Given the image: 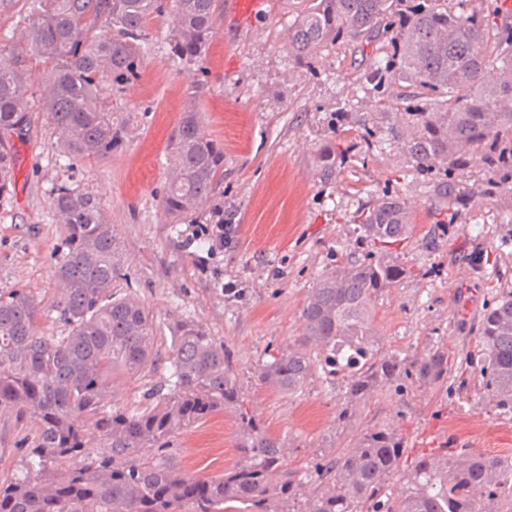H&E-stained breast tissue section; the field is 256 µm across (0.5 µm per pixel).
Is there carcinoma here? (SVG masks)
Masks as SVG:
<instances>
[{
  "label": "carcinoma",
  "instance_id": "obj_1",
  "mask_svg": "<svg viewBox=\"0 0 512 512\" xmlns=\"http://www.w3.org/2000/svg\"><path fill=\"white\" fill-rule=\"evenodd\" d=\"M474 0H302L288 25L293 61L315 70L321 49L344 42L368 51L355 93L373 112L336 113V136L322 144L315 168L328 182L350 156L354 137L369 152L400 149L429 185L436 223L452 224L475 199L512 223V13ZM171 16L169 53L180 63L202 59L216 30L214 0H31L19 16L25 47L0 62V132L30 126L27 63L46 68L43 109L60 152L74 167L111 154L124 127L103 105L104 94L139 76L147 21ZM401 101L386 111L389 97ZM162 199L174 217L200 209L224 180V146L204 133L198 112L185 111L172 140ZM481 167L469 184L464 171ZM14 182L11 152L0 146V200ZM51 208L66 226L67 252L56 277L64 297L57 319L64 336L41 334V312L27 294L0 292V409H33L40 423L25 449L26 472L0 476V512H512V455L444 448L415 462L396 493L390 479L404 454L402 438L366 430L354 447L317 464L314 488L288 469L282 445L243 407L229 350L200 323L177 324L165 383L138 410L114 404L117 375L154 367L157 329L145 305L113 292L127 256L89 187L58 184ZM414 221L408 200L377 195L357 229L372 250L325 270L302 308L303 336L271 355L258 382L297 392L316 365L354 357L342 379L348 401L337 419L401 379L445 386L455 355L440 346L419 357L378 348L374 301L409 273L398 245ZM479 373L490 405L512 408V292L485 304L477 326ZM236 412L238 460L200 477L184 471L175 434L211 416ZM104 443L106 455L91 444Z\"/></svg>",
  "mask_w": 512,
  "mask_h": 512
}]
</instances>
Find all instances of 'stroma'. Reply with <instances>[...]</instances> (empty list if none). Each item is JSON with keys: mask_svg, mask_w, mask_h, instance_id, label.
<instances>
[{"mask_svg": "<svg viewBox=\"0 0 512 512\" xmlns=\"http://www.w3.org/2000/svg\"><path fill=\"white\" fill-rule=\"evenodd\" d=\"M227 2L215 0L216 33L192 66L171 58L167 20L149 22L139 78L108 99L115 122L128 131L124 144L75 171L58 155L57 134L37 101L43 67L31 63V126L25 136L0 137L15 162L10 198L0 206V290L29 295L44 313L46 335H65L55 313L64 293L55 267L67 232L50 195L72 178L89 185L118 226L128 268L114 290L151 311L156 350L168 355L178 322L205 325L230 350L244 405L280 440L289 469L310 475L321 458L352 447L372 427L392 429L404 440L400 470L390 480L397 490L419 457L446 446L512 455V412L499 413L488 403L475 331L486 302L512 291V224L501 223L491 206L475 205L430 243L429 188L395 150L351 159L323 182L314 157L333 137L336 110L355 89L364 57L349 43L323 50L316 71L293 67L285 33L300 0H259L252 14L236 20ZM199 82L206 91L196 97ZM191 108L205 132L224 145V180L203 209L177 219L164 210L162 197L171 143ZM386 190L413 200L415 223L398 247L411 276L375 301L378 346L420 355L443 344L462 366L444 389L408 381L388 388L344 426L336 419L347 400L343 380L327 379L318 368L301 390L288 393L260 385L255 371L301 336V311L321 273L365 249L357 217L372 195ZM220 220L232 226L223 251L211 255L206 242H189L194 225ZM231 287L246 289V297L232 300L226 294ZM165 377L162 369L117 377L115 405L144 408L145 390ZM37 426L33 411L0 410V475L20 472ZM236 432L235 414L227 411L180 434L176 448L184 470L213 476L233 465Z\"/></svg>", "mask_w": 512, "mask_h": 512, "instance_id": "stroma-1", "label": "stroma"}]
</instances>
